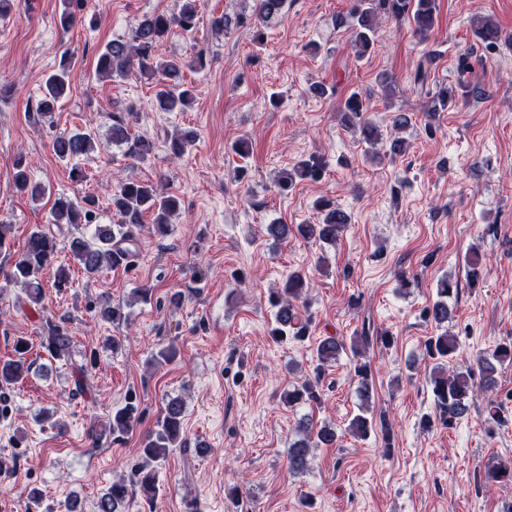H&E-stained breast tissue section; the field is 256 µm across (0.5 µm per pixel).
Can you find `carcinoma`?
<instances>
[{
	"mask_svg": "<svg viewBox=\"0 0 512 512\" xmlns=\"http://www.w3.org/2000/svg\"><path fill=\"white\" fill-rule=\"evenodd\" d=\"M85 0H63L59 13V24L64 30L70 29L79 21ZM199 4L198 0H183L176 14L155 13L138 21L130 40H113L99 52L96 61L97 73L104 78L125 79L139 74L149 79L155 77V106L162 112L181 111L194 100V88L183 81V67L202 69L206 66L205 55L199 53L189 63L176 59L161 60L156 57L157 44L168 34L179 29L190 32L196 28ZM286 0H254L252 14L224 15L215 21V27L228 33L233 29L247 26L252 29V39L263 42L264 30L278 22L285 15ZM350 34L353 47L359 56L370 52L374 37L381 20L392 18L396 21L408 19L414 31L425 37L431 32L438 20L436 0H355L349 14ZM475 34L489 46L501 41V30L496 22L489 18H479L475 24ZM469 70L468 59L462 57L458 62L459 79L455 87H438L424 104L427 116L447 110L456 104L457 97L467 98L477 93L465 78ZM74 79V63L62 56L57 67L48 75L43 86V96L37 103V111L45 114L52 111L54 103L70 88ZM365 105L362 99L349 95L340 107V117L347 127L360 132L362 141L375 147L382 140L378 127L364 117ZM110 139L113 144L125 148L126 155L144 161L152 152L149 141L131 133L129 120L122 115L112 116ZM195 134L185 131L175 134L168 140V151L174 156L184 155L194 144ZM98 148V140L90 131H78L59 136L53 142L54 153L60 158L74 159L87 156ZM327 167L324 157L311 154L297 161L292 168L284 171L278 182L282 191L293 188L297 181L316 180ZM14 187L22 195L40 197L45 187L32 180L28 164L23 157L14 160ZM111 206L113 215L118 217L116 224L96 223L97 203L94 197L84 196L81 201L67 197L55 200L51 216L53 223L66 224L75 230L86 225H95L90 237L79 235L70 239L68 250L77 267L89 277H94L106 269H128L133 265L136 251L133 249L137 234L143 227L144 216L151 214L154 234L164 237L169 232L171 218L180 210V199L172 194L158 192L157 186L148 181L126 179L112 191ZM318 211V223L268 224L266 234L276 240L290 236L303 239H315L324 244L334 245L349 224L348 214L337 208L330 199H319L315 203ZM59 242L56 236L43 229L32 231L27 239L24 251L15 261L8 274V280L21 284L29 301L36 307L43 301V272L57 258ZM467 282L469 287L479 285L481 259L473 253L467 260ZM307 275L302 271L288 274L283 287L270 294L269 303L275 309L269 336L276 343L288 339L304 341L309 335V323L301 321L296 311V301L304 296L307 288ZM459 283L443 278L437 283L436 297L426 309V315L437 327V333L424 342L423 355L432 361L433 367L427 380L434 402V414H425L421 426L430 429L442 425L455 428L469 413L478 394L494 392L499 368L512 364V340L498 343L490 353L477 358L478 370L451 369L448 364L454 358L459 346V333L448 329L450 309L448 300L458 295ZM99 315L102 319L120 325L128 321L127 306L113 304L107 300L100 302ZM42 348L53 359L70 355L73 339L70 318L61 315L46 317L42 321ZM393 337L388 332L378 330L370 335V329L355 333L350 341L328 336L317 342L316 365L313 375L303 378L288 389L285 401L290 407L319 403L320 386L326 368L342 355L351 354L354 360V373L358 377V389L361 398L359 412L349 422L348 431L355 437L365 440L375 432H380L385 445H392V433L385 420H376L371 407L372 380L368 366L361 361L364 351L375 342L391 345ZM29 349L25 338L15 341L14 351L17 357L0 361V389L13 385L29 372L24 354ZM138 407L130 401L124 407L112 412L109 425L113 439L128 434L138 420ZM297 439L288 448V469L301 473L308 468L311 449L327 447L337 441L334 428L329 425L317 427L307 417L300 418L294 428ZM184 405L179 398L171 399L159 418L156 430L144 440L141 456L150 461L166 457L172 448L184 446ZM481 485L509 484L512 482V460L504 459L485 468L480 478ZM139 488L148 506H153L156 498L155 470L145 465L138 466L132 484L125 480H116L106 489L97 502L98 512H125L130 486Z\"/></svg>",
	"mask_w": 512,
	"mask_h": 512,
	"instance_id": "carcinoma-1",
	"label": "carcinoma"
}]
</instances>
